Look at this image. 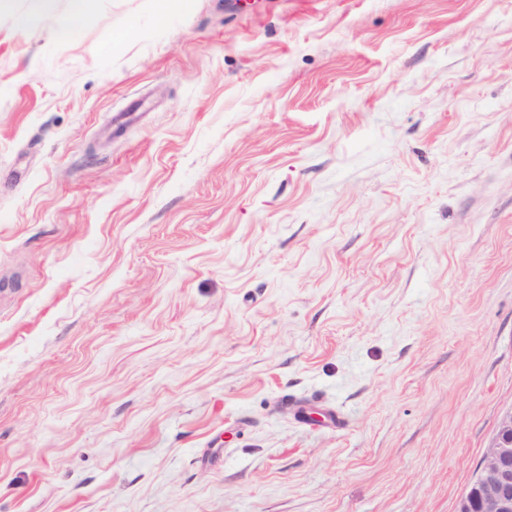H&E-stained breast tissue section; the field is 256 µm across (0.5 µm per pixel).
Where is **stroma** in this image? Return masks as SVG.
Listing matches in <instances>:
<instances>
[{"label": "stroma", "mask_w": 512, "mask_h": 512, "mask_svg": "<svg viewBox=\"0 0 512 512\" xmlns=\"http://www.w3.org/2000/svg\"><path fill=\"white\" fill-rule=\"evenodd\" d=\"M30 6L0 512H454L512 408V0Z\"/></svg>", "instance_id": "1"}]
</instances>
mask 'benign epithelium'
<instances>
[{"label": "benign epithelium", "mask_w": 512, "mask_h": 512, "mask_svg": "<svg viewBox=\"0 0 512 512\" xmlns=\"http://www.w3.org/2000/svg\"><path fill=\"white\" fill-rule=\"evenodd\" d=\"M455 512H512V409L501 415Z\"/></svg>", "instance_id": "benign-epithelium-1"}]
</instances>
